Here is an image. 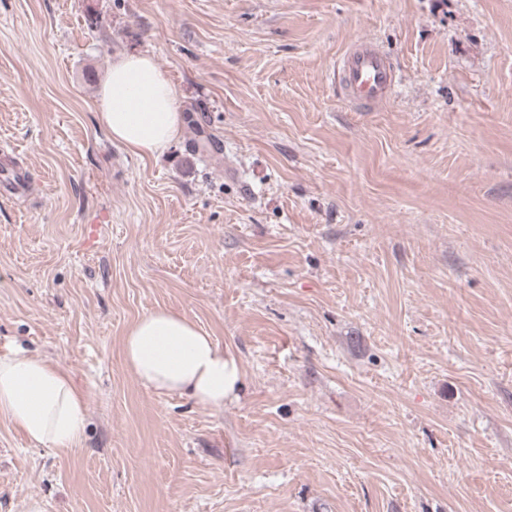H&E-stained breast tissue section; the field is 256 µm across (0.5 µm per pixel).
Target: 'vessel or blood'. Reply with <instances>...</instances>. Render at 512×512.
Here are the masks:
<instances>
[{"label":"vessel or blood","instance_id":"obj_1","mask_svg":"<svg viewBox=\"0 0 512 512\" xmlns=\"http://www.w3.org/2000/svg\"><path fill=\"white\" fill-rule=\"evenodd\" d=\"M338 72L349 101L358 105L379 103L395 83L388 57L364 42L341 59Z\"/></svg>","mask_w":512,"mask_h":512}]
</instances>
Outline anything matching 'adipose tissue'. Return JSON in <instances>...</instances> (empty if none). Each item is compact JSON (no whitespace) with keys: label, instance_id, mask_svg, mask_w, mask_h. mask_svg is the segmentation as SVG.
<instances>
[{"label":"adipose tissue","instance_id":"1","mask_svg":"<svg viewBox=\"0 0 512 512\" xmlns=\"http://www.w3.org/2000/svg\"><path fill=\"white\" fill-rule=\"evenodd\" d=\"M113 141L142 158H159L184 131L178 94L146 54L113 61L95 101ZM127 367L159 394L177 393L219 409L236 398L243 374L234 357L185 314L157 308L139 317L123 343ZM85 395L58 364L17 350L0 357V417L35 446L75 449L84 430Z\"/></svg>","mask_w":512,"mask_h":512}]
</instances>
